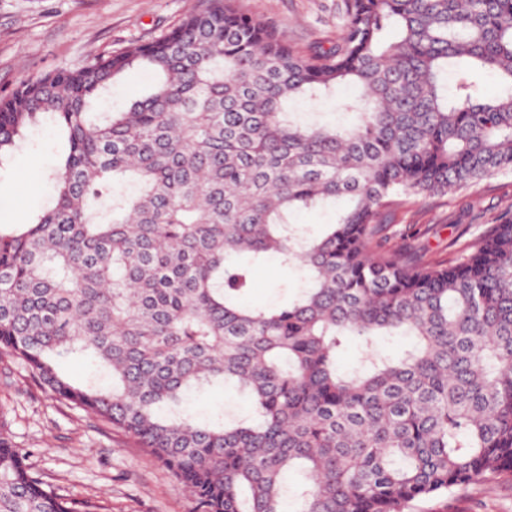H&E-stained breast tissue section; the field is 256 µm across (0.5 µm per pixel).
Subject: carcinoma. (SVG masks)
<instances>
[{
  "mask_svg": "<svg viewBox=\"0 0 512 512\" xmlns=\"http://www.w3.org/2000/svg\"><path fill=\"white\" fill-rule=\"evenodd\" d=\"M337 18L336 43L302 53L239 0H205L0 100V159L43 117L67 140L54 205L0 230V355L135 439L199 512H283L292 469L295 512H413L512 475V215L446 265L371 247L394 198L512 169V0H343ZM137 68L150 89L101 108ZM297 98L354 121L301 123ZM340 200L321 235L295 225ZM272 257L306 286L252 305ZM350 336L362 357L341 373ZM381 336L415 343L390 357ZM81 357L110 383L60 370ZM229 385L249 415L188 413ZM25 460L0 423V512H97Z\"/></svg>",
  "mask_w": 512,
  "mask_h": 512,
  "instance_id": "carcinoma-1",
  "label": "carcinoma"
}]
</instances>
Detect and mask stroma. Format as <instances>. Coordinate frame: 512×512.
I'll return each mask as SVG.
<instances>
[{"label": "stroma", "mask_w": 512, "mask_h": 512, "mask_svg": "<svg viewBox=\"0 0 512 512\" xmlns=\"http://www.w3.org/2000/svg\"><path fill=\"white\" fill-rule=\"evenodd\" d=\"M203 0H0V98L25 79L150 40ZM339 0H243L254 16L275 22L300 50L338 37ZM66 139L49 121L28 127L20 147L0 164V224H24L51 205V174ZM383 247L428 263L457 256L480 230L512 211V171L446 196L392 205ZM303 274L275 262L255 267L251 302L283 304ZM0 415L42 481L64 497L89 499L100 512H194L195 503L165 468L133 440L46 394L9 358L0 357ZM424 512H512V477L423 505Z\"/></svg>", "instance_id": "35a3bbf8"}]
</instances>
